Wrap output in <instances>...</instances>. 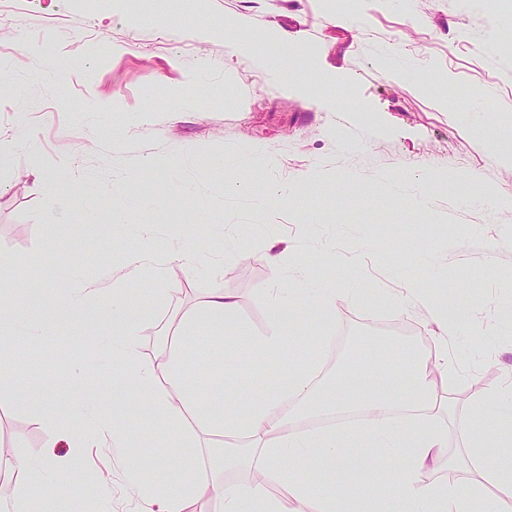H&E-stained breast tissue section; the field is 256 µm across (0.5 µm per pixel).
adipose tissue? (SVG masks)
Listing matches in <instances>:
<instances>
[{"label":"adipose tissue","instance_id":"ef3b65f1","mask_svg":"<svg viewBox=\"0 0 512 512\" xmlns=\"http://www.w3.org/2000/svg\"><path fill=\"white\" fill-rule=\"evenodd\" d=\"M183 249L152 256L150 249L127 253L123 271L114 276L106 295V311L95 329L110 346L111 355L102 371L112 380L97 396L98 411L91 425L74 420L54 423L49 454L24 460L0 453V502L12 512H28L32 490L53 501L56 485L82 456L89 442L107 444L115 450L138 448L148 443L152 429L132 431L130 415L140 400H148L167 432L166 455L153 458L149 467L134 468L126 475L127 490L135 512H363L374 501L376 512H390L392 500L402 501L405 512H512V467L493 465V449L512 447V424L499 425L493 437L468 435L459 460L476 477L465 483L422 481L425 471L437 468L447 458L437 416L446 409L436 394L435 374L453 372L448 357V338L464 321L454 306L424 295L421 304L427 320L437 328L431 351L408 358L396 385L379 383L374 390L360 389L354 382L327 384L317 366L308 360L294 361L280 373L274 385L249 390L233 410L216 406L200 392L196 380L183 366L181 337H166L159 361L144 359L140 331L147 313L130 301L133 284L142 274L153 279L164 275L167 264L185 260ZM274 322L268 333L251 336L246 346L253 354L278 356L288 342L285 330L295 324L301 308L315 306L334 314L336 290L326 281L301 272L294 288L271 292ZM354 408L367 415L362 428L300 430L303 414L323 417ZM233 445H225V438ZM67 442L73 454L52 453L58 442ZM375 448V468L385 474L382 485L363 482L359 490L342 484L321 489L294 477L295 469L348 470L358 448ZM229 469L262 472L263 481L229 483ZM166 472V480L155 477ZM284 492L274 495L271 485Z\"/></svg>","mask_w":512,"mask_h":512}]
</instances>
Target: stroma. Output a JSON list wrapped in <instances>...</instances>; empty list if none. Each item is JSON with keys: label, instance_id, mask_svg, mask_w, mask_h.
I'll list each match as a JSON object with an SVG mask.
<instances>
[{"label": "stroma", "instance_id": "stroma-1", "mask_svg": "<svg viewBox=\"0 0 512 512\" xmlns=\"http://www.w3.org/2000/svg\"><path fill=\"white\" fill-rule=\"evenodd\" d=\"M482 2L466 16L454 0H405L399 10L363 0L356 28L338 20L345 0H0L19 19L0 26V135L12 144L0 163V276L37 281L40 303L54 305L81 282L111 287L125 250L142 245L138 225H153L156 252L193 236L213 266L172 264L165 281L142 283L136 301L149 312L141 353L150 359L211 290L236 297L235 325L208 322L186 346L197 376L208 371L203 337L266 333L267 291L290 287L298 266L361 285L340 295L335 319L308 307L291 330L326 338L332 374L370 352L382 356L376 370L392 372L406 347L429 350L434 328L423 311L395 304L426 289L465 316L448 339L456 372L438 390L455 414L444 422L447 455L458 456L471 398L512 379V49L496 28L512 0ZM158 17L169 26H155ZM228 26L247 53L227 55ZM272 31L296 43L288 63ZM43 43L50 55L37 53ZM391 44L408 59V77L380 64ZM308 71L329 94L344 93L343 109L295 91ZM215 87L221 96H211ZM451 108L469 110L472 124L451 122ZM246 147L271 165L242 168L238 179L306 175L309 184L291 201L225 196L206 154ZM471 173L491 199L463 210L455 197ZM412 177L433 188L426 212L387 192L389 180ZM135 196L152 206L131 208ZM120 209L130 227L117 235ZM272 243L285 251L275 266L263 258ZM101 355L78 312L38 342L11 334L0 362L15 364L19 380L0 386V443L38 458L52 436L44 413L74 419L103 384ZM241 359L224 373L227 409L274 371L268 359ZM76 364L88 367L84 384L26 393ZM165 452L161 438L128 455L88 449L57 490V512H128L125 471Z\"/></svg>", "mask_w": 512, "mask_h": 512}]
</instances>
